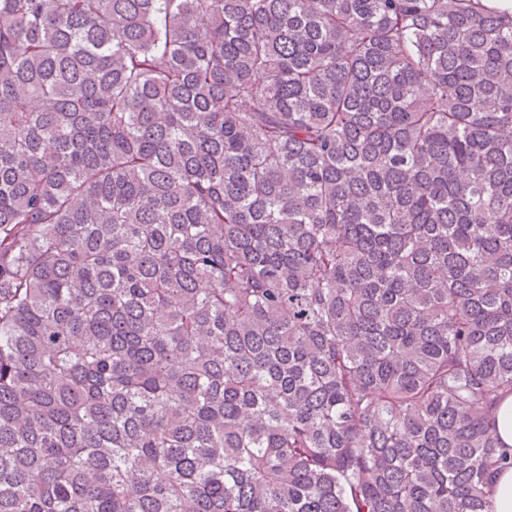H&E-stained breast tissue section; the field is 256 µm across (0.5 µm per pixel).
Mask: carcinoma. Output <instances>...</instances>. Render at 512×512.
Segmentation results:
<instances>
[{
    "label": "carcinoma",
    "mask_w": 512,
    "mask_h": 512,
    "mask_svg": "<svg viewBox=\"0 0 512 512\" xmlns=\"http://www.w3.org/2000/svg\"><path fill=\"white\" fill-rule=\"evenodd\" d=\"M512 11L0 0V512H495Z\"/></svg>",
    "instance_id": "obj_1"
}]
</instances>
